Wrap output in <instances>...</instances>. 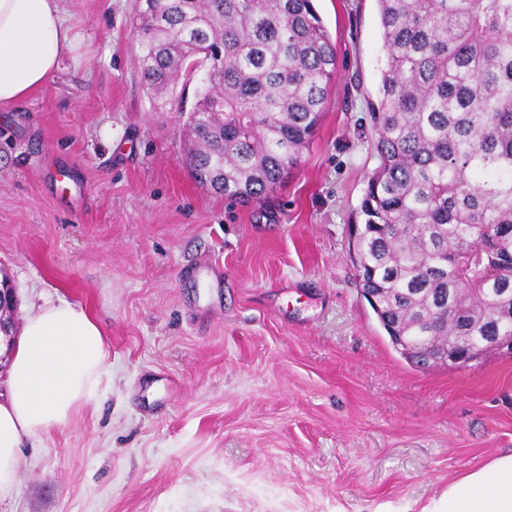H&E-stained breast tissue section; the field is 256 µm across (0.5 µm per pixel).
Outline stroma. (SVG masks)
Returning <instances> with one entry per match:
<instances>
[{
	"mask_svg": "<svg viewBox=\"0 0 512 512\" xmlns=\"http://www.w3.org/2000/svg\"><path fill=\"white\" fill-rule=\"evenodd\" d=\"M60 6L73 51L0 107V276L14 328L46 296L89 307L110 373L24 442L0 512H421L512 453V354L417 368L355 286L376 0H315L336 80L260 207L192 178L184 115L140 79L137 0Z\"/></svg>",
	"mask_w": 512,
	"mask_h": 512,
	"instance_id": "35a3bbf8",
	"label": "stroma"
}]
</instances>
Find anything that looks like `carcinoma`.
Masks as SVG:
<instances>
[{"instance_id":"obj_1","label":"carcinoma","mask_w":512,"mask_h":512,"mask_svg":"<svg viewBox=\"0 0 512 512\" xmlns=\"http://www.w3.org/2000/svg\"><path fill=\"white\" fill-rule=\"evenodd\" d=\"M379 165L352 226L356 287L418 367L512 336V0H377ZM141 77L205 71L195 180L263 204L302 163L336 77L313 0H142Z\"/></svg>"}]
</instances>
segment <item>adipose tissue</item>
<instances>
[{"mask_svg":"<svg viewBox=\"0 0 512 512\" xmlns=\"http://www.w3.org/2000/svg\"><path fill=\"white\" fill-rule=\"evenodd\" d=\"M73 50L60 0H0V106L28 99ZM0 394V500L17 488L20 448L65 423L106 373L110 350L91 311L64 299L28 313ZM422 512H512V453L449 483Z\"/></svg>","mask_w":512,"mask_h":512,"instance_id":"obj_1","label":"adipose tissue"}]
</instances>
